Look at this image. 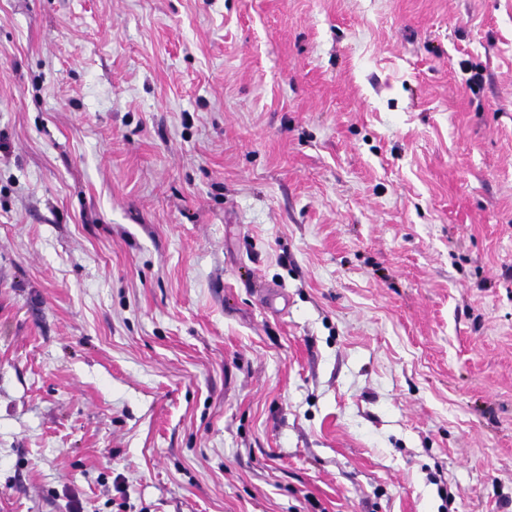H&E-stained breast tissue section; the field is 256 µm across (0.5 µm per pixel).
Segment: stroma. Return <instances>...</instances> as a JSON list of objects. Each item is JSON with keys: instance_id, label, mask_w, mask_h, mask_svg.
<instances>
[{"instance_id": "stroma-1", "label": "stroma", "mask_w": 512, "mask_h": 512, "mask_svg": "<svg viewBox=\"0 0 512 512\" xmlns=\"http://www.w3.org/2000/svg\"><path fill=\"white\" fill-rule=\"evenodd\" d=\"M0 512H512V0H0Z\"/></svg>"}]
</instances>
